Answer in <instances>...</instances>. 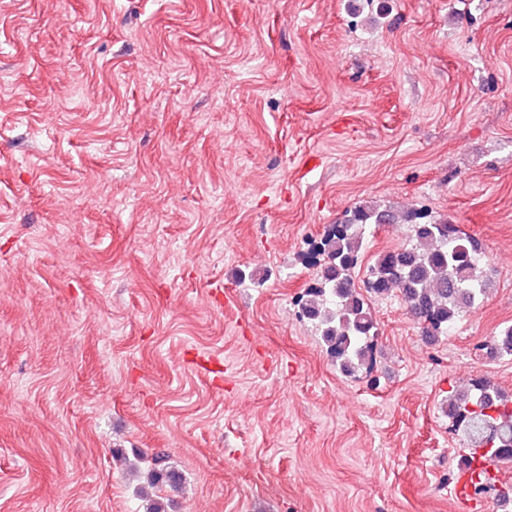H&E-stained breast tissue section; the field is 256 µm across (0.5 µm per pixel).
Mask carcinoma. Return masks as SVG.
<instances>
[{"instance_id": "1", "label": "carcinoma", "mask_w": 512, "mask_h": 512, "mask_svg": "<svg viewBox=\"0 0 512 512\" xmlns=\"http://www.w3.org/2000/svg\"><path fill=\"white\" fill-rule=\"evenodd\" d=\"M379 224H407V244L378 254L363 286L354 272L365 248V234ZM477 241L458 224L438 219L424 208L394 212L371 203L349 210L345 218L324 230L312 244L307 262L316 277L294 302L300 319L311 324L336 367L345 376L369 368L379 336L368 295L401 293L412 316L429 324L434 340L448 334L463 309L479 302L487 290ZM490 352L512 356V325L503 327ZM445 413L466 445L460 471L470 472L474 495L495 490L490 469L512 466V395L485 378L470 388L448 394ZM152 459L147 479L151 486L166 480L175 488L179 478Z\"/></svg>"}]
</instances>
